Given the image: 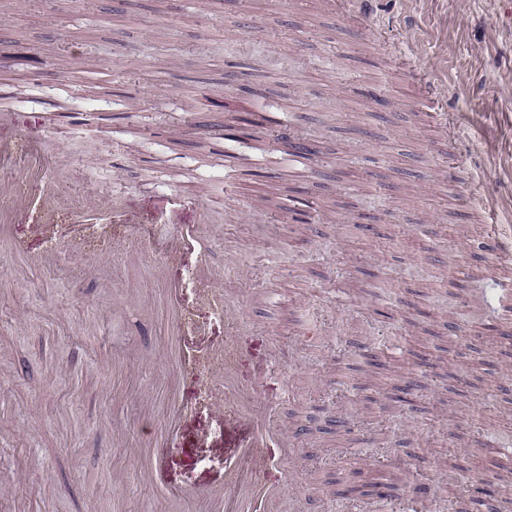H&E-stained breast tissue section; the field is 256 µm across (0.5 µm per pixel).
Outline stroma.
Wrapping results in <instances>:
<instances>
[{"instance_id": "1", "label": "stroma", "mask_w": 512, "mask_h": 512, "mask_svg": "<svg viewBox=\"0 0 512 512\" xmlns=\"http://www.w3.org/2000/svg\"><path fill=\"white\" fill-rule=\"evenodd\" d=\"M92 2L0 0V144L51 130L64 200L45 221L0 198V512H225L228 461L282 512H384L390 473L434 488L419 512H484L512 262L474 242L489 200L512 232V0H360L362 38L329 0ZM172 191L205 194L216 236L151 265L124 227L170 238ZM97 197L123 221L68 260ZM202 264L237 329L190 290L173 337L165 287ZM231 338L250 409L297 435L288 470L243 457L223 387L175 362Z\"/></svg>"}]
</instances>
